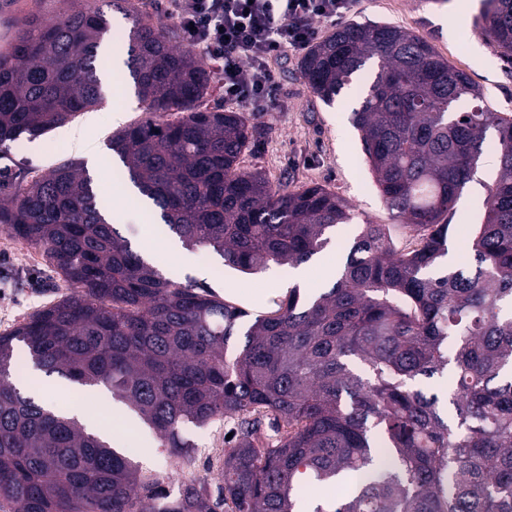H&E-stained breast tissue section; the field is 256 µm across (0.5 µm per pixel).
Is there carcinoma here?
I'll list each match as a JSON object with an SVG mask.
<instances>
[{"mask_svg":"<svg viewBox=\"0 0 512 512\" xmlns=\"http://www.w3.org/2000/svg\"><path fill=\"white\" fill-rule=\"evenodd\" d=\"M99 2L29 19L0 55L1 146L103 104ZM109 4L128 20V78L146 114L109 146L165 230L245 273L322 252L352 205L241 169L245 113L203 106L212 78L194 52L131 0ZM483 31L512 57V0H487ZM371 61L352 124L416 243L364 224L331 288L308 299L293 287L267 314L165 278L112 224L80 163L18 185L0 175V226L72 288L0 335V512H216L206 484L172 499L127 452L22 392L16 341L35 370L105 389L181 458L194 451L185 425L237 419L220 469L230 512H299L311 481L331 491L312 512H512V115L461 108L481 99L470 77L391 24L339 25L300 70L329 105ZM490 129L498 171L470 235L476 266L445 270L454 205ZM447 371L451 420L416 386ZM265 423L273 435L261 438Z\"/></svg>","mask_w":512,"mask_h":512,"instance_id":"obj_1","label":"carcinoma"}]
</instances>
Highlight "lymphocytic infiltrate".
<instances>
[{"mask_svg":"<svg viewBox=\"0 0 512 512\" xmlns=\"http://www.w3.org/2000/svg\"><path fill=\"white\" fill-rule=\"evenodd\" d=\"M355 0H167L184 40L215 65L230 101L275 107L271 62L309 47L322 23L350 15Z\"/></svg>","mask_w":512,"mask_h":512,"instance_id":"lymphocytic-infiltrate-1","label":"lymphocytic infiltrate"}]
</instances>
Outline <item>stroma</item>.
Masks as SVG:
<instances>
[{
	"mask_svg": "<svg viewBox=\"0 0 512 512\" xmlns=\"http://www.w3.org/2000/svg\"><path fill=\"white\" fill-rule=\"evenodd\" d=\"M452 0H357L351 19L376 20L406 28L428 41L448 62L466 72L483 94V103L491 110L512 113V59L482 33L484 0H466L456 10L454 20L446 13ZM77 0H0V49L7 44L6 33L15 32L31 15L52 22L72 9ZM300 55L274 61L278 75V103L272 111L255 112L250 123L254 140L239 159L242 169L257 171L272 184L292 189L320 185L346 198L353 206L354 219L336 234L316 261L308 263L309 278L301 291L312 294L325 287L323 266L339 264L362 223L388 224L398 246L411 244L412 235L384 206L363 154L362 144L351 123V115L360 101V93L373 77L372 68L356 73L333 104L320 101L300 71ZM105 102L75 121L34 140L11 143L0 148V168L41 173L50 167L74 159L87 162L89 152L104 157L112 152L107 141L118 126L129 125L143 117L139 102H131L120 122L112 120L111 100L116 93H130L127 70L113 67L110 60L100 62ZM496 133L488 131L482 160L463 194L455 203L458 225L448 242L445 264L467 261V227L478 223L483 213L486 186L497 171ZM93 187L103 202L110 205L115 223L129 236L135 248H146V256L164 277H176L183 284L207 286L219 296L235 302L254 314L270 311L276 301L288 293L289 269L273 266L261 274L247 275L226 268L222 258L205 247L174 257L166 248L168 237L160 224L149 218L138 200L125 194V182L115 170ZM181 274H174V267ZM51 272L39 250L13 238L0 229V300L8 309H0L6 319V331L23 323L31 314L67 295V288H49L45 282ZM225 428L214 422L209 427L187 426L185 434L195 444L194 460L184 463L161 447L155 435L138 429L135 445L149 471L160 477L170 495H178L193 479L208 482L211 495H218V477Z\"/></svg>",
	"mask_w": 512,
	"mask_h": 512,
	"instance_id": "stroma-1",
	"label": "stroma"
}]
</instances>
